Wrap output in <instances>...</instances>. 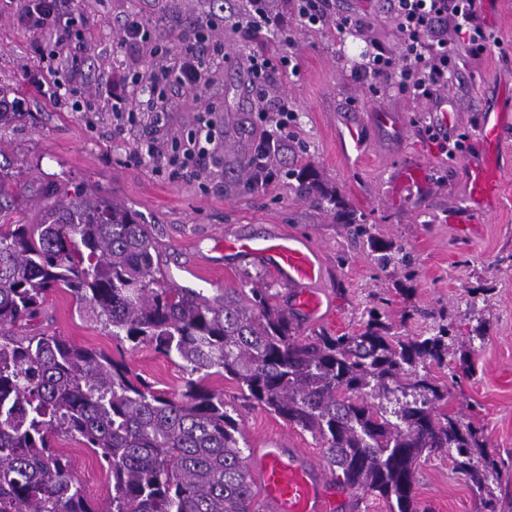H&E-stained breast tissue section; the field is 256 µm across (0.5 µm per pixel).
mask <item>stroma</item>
<instances>
[{"instance_id":"35a3bbf8","label":"stroma","mask_w":512,"mask_h":512,"mask_svg":"<svg viewBox=\"0 0 512 512\" xmlns=\"http://www.w3.org/2000/svg\"><path fill=\"white\" fill-rule=\"evenodd\" d=\"M28 3L0 0V98L21 115L5 132L0 170L32 186L0 201L11 218L38 222L46 205L35 193L40 186L78 187L124 205L140 223L151 225L160 243V268L171 285L214 300L236 288L268 284L285 308L291 305L288 289L262 265L225 254L224 235L291 231L305 237L321 253L327 272L322 287L333 317L302 325L301 335L357 332L367 309L381 297L393 333L418 336L442 323L457 329L442 365L429 367L444 393L437 410L477 427L483 448L475 453L474 464L479 469L496 465L501 479L491 490L501 512H512V198L483 219L475 235L459 238L448 213L465 205L460 182L467 153L446 154L428 134L431 101L394 89L376 93L368 81L354 76L371 44L399 51L388 0H335L337 12L364 17L366 27L356 36L340 37L329 21L314 29L268 30L258 40L246 35L247 0H70L67 11L74 23L63 37L84 43L88 65L107 68L113 57L124 56L121 27L128 14H138L149 28L148 47L137 65L122 71L118 82L93 86L99 99L95 112L59 109L27 79L28 66L49 81L68 78L54 40L18 25ZM205 17L214 22L212 37L224 44V61L205 85H169L167 124L153 129L147 113L136 110L134 92L148 85L159 67L173 65L183 44L194 39L197 20ZM478 20L500 44L479 56L461 51L458 74L442 93L455 115V134L467 135L473 147L481 115L502 102L504 82L512 76V0L482 6ZM260 48L275 57L294 54L298 71L282 67L266 83H254L247 59ZM120 97L126 100L125 111L117 117L112 105ZM282 101L291 110L289 147L272 155L276 177L271 183L246 185L235 159L248 155L274 130ZM208 107L224 129L223 160L203 169L185 148ZM378 110L398 115L402 132L394 136L367 123L366 160L347 161L338 128L355 113ZM155 138L163 142L164 152L151 158L146 150ZM410 157L426 166L428 188L414 196H389L394 166ZM307 167L336 189L348 209L366 215L376 238L401 249L408 266L379 269L366 240L356 238L333 211L300 196L295 175ZM478 326L483 338L471 339ZM31 329L124 360L157 391L173 394L183 384L178 359L114 338L78 309L68 290L48 295ZM206 385L236 408L245 456H255L267 437L282 434L289 447L322 457L321 444L310 433L245 402L235 381L214 375ZM55 445L70 457L86 498L101 504L110 485L96 455L64 437L56 438ZM415 491L422 512H483L482 492L452 468L442 450L424 453Z\"/></svg>"}]
</instances>
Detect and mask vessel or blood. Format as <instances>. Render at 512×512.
<instances>
[{
  "label": "vessel or blood",
  "mask_w": 512,
  "mask_h": 512,
  "mask_svg": "<svg viewBox=\"0 0 512 512\" xmlns=\"http://www.w3.org/2000/svg\"><path fill=\"white\" fill-rule=\"evenodd\" d=\"M512 125V114H483L479 125L481 151L468 159L464 190L466 205L453 216L460 232H475L480 218L494 212L500 201L512 194L492 161L505 127ZM341 150L349 159H362L366 141L359 123H348L340 134ZM423 169L415 163H402L392 172L391 190L425 188ZM224 249L241 253L266 266L290 289L291 304L307 321L316 323L326 315L328 299L321 284L325 268L319 253L295 234L270 233L249 239H228ZM263 492L265 512H335L338 502L322 464L304 449L286 447L283 440L269 439L255 462Z\"/></svg>",
  "instance_id": "1"
}]
</instances>
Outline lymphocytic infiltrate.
I'll use <instances>...</instances> for the list:
<instances>
[{
    "label": "lymphocytic infiltrate",
    "instance_id": "obj_1",
    "mask_svg": "<svg viewBox=\"0 0 512 512\" xmlns=\"http://www.w3.org/2000/svg\"><path fill=\"white\" fill-rule=\"evenodd\" d=\"M248 2L250 29L256 35L265 29H284L291 22L312 29L331 15L336 18L340 35H350L364 27L359 16L334 15L333 0H293V16L289 19L270 12L268 0ZM391 2L400 34V53L395 56L382 46H372L357 71L362 79L384 83L416 99H430L455 77L459 44H467L472 54L480 55L497 42L494 33L478 21L481 0ZM64 4L65 0H32L20 24L42 36L56 35L64 23ZM221 53L218 44L210 50L197 41L185 44L175 65L176 83L189 87L205 83Z\"/></svg>",
    "mask_w": 512,
    "mask_h": 512
}]
</instances>
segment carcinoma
Masks as SVG:
<instances>
[{"label": "carcinoma", "mask_w": 512, "mask_h": 512, "mask_svg": "<svg viewBox=\"0 0 512 512\" xmlns=\"http://www.w3.org/2000/svg\"><path fill=\"white\" fill-rule=\"evenodd\" d=\"M270 154L256 148L242 160L249 183ZM296 178L299 193L343 207L310 170ZM343 216L379 253L380 269L407 263L372 235L366 215ZM157 253L151 225L96 195L66 192L35 224L0 215V512H260L234 410L204 385L216 373L320 440L336 481L385 500L390 512H420L418 464L433 448L447 449L480 486L499 476L492 463L474 471L477 428L436 414L440 386L419 374L448 354L452 326L399 336L373 307L356 333L301 337L299 318L270 288L212 303L169 286ZM57 288L113 337L182 361L181 392L155 391L103 350L15 335ZM55 436L97 455L112 483L103 505L89 503Z\"/></svg>", "instance_id": "cac0c4a2"}]
</instances>
